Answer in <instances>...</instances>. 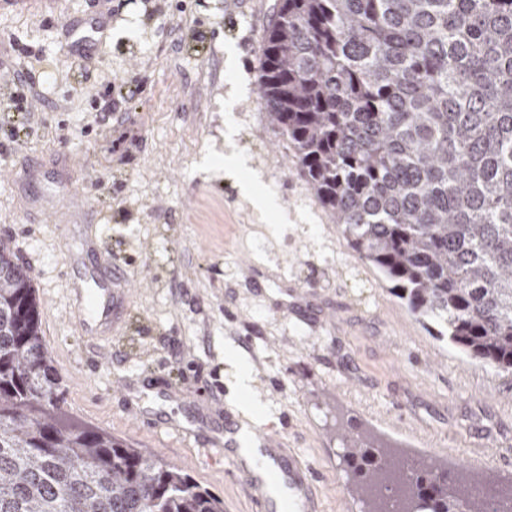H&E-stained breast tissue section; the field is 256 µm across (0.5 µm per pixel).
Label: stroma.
<instances>
[{
  "mask_svg": "<svg viewBox=\"0 0 512 512\" xmlns=\"http://www.w3.org/2000/svg\"><path fill=\"white\" fill-rule=\"evenodd\" d=\"M275 2L0 0V241L30 271L64 409L182 467L224 512H255L256 490L203 450L237 414L232 347L253 374L257 430L318 470L321 512H355L383 443L436 456L461 483L510 486L512 376L415 321L269 119L258 59ZM106 16V42L73 64L69 26ZM27 70L43 76L33 112L8 111ZM109 86L122 104L108 120L92 100ZM230 149L277 200L270 219L240 197ZM80 291L118 304L113 328L76 326ZM140 404L158 408L151 425L136 424ZM353 430L366 459L345 454Z\"/></svg>",
  "mask_w": 512,
  "mask_h": 512,
  "instance_id": "obj_1",
  "label": "stroma"
}]
</instances>
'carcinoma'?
<instances>
[{
    "mask_svg": "<svg viewBox=\"0 0 512 512\" xmlns=\"http://www.w3.org/2000/svg\"><path fill=\"white\" fill-rule=\"evenodd\" d=\"M264 108L359 259L415 320L512 374V0H279ZM28 271L0 242V512H224L183 469L64 411ZM405 463L357 493L384 512ZM400 512H512L492 479L411 466Z\"/></svg>",
    "mask_w": 512,
    "mask_h": 512,
    "instance_id": "1",
    "label": "carcinoma"
}]
</instances>
